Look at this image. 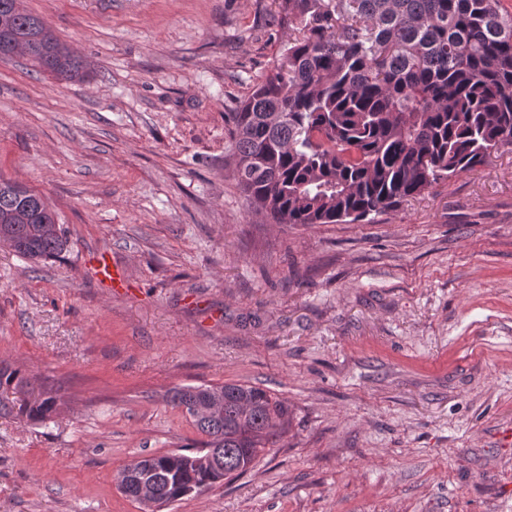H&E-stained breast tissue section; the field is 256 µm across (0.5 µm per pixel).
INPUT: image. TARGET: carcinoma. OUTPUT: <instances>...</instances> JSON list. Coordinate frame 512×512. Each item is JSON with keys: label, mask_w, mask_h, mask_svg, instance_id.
I'll list each match as a JSON object with an SVG mask.
<instances>
[{"label": "carcinoma", "mask_w": 512, "mask_h": 512, "mask_svg": "<svg viewBox=\"0 0 512 512\" xmlns=\"http://www.w3.org/2000/svg\"><path fill=\"white\" fill-rule=\"evenodd\" d=\"M0 0V56L28 57L66 81L85 63L44 22ZM296 35L238 111L227 113L234 178L249 206L278 224L369 220L439 179L512 147V14L501 0H279ZM0 179V241L30 260L66 249L44 200ZM219 400L210 414L192 406ZM53 387L0 364V414L45 424ZM166 401L191 415L196 451L170 452L121 470L123 494L147 475L172 503L247 471L288 431V406L253 385H185Z\"/></svg>", "instance_id": "carcinoma-1"}]
</instances>
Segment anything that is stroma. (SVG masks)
<instances>
[{
  "label": "stroma",
  "mask_w": 512,
  "mask_h": 512,
  "mask_svg": "<svg viewBox=\"0 0 512 512\" xmlns=\"http://www.w3.org/2000/svg\"><path fill=\"white\" fill-rule=\"evenodd\" d=\"M23 2L88 78L0 57V177L69 240L0 244V362L62 396L0 415V512H141L120 470L199 440L167 392L225 382L288 431L165 512H512V148L367 222L277 224L225 115L281 58L278 0Z\"/></svg>",
  "instance_id": "35a3bbf8"
}]
</instances>
